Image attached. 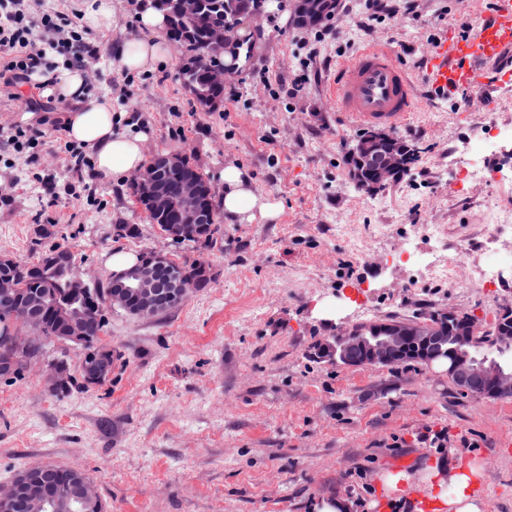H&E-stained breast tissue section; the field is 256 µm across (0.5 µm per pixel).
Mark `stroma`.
<instances>
[{"label":"stroma","instance_id":"stroma-1","mask_svg":"<svg viewBox=\"0 0 512 512\" xmlns=\"http://www.w3.org/2000/svg\"><path fill=\"white\" fill-rule=\"evenodd\" d=\"M112 2L111 30L83 26L77 35L98 49L84 67L86 92L109 95L114 133L128 132L134 115L146 155L190 156L211 184L225 165L238 166L280 213L222 222L206 247L168 242L129 185L90 177L89 160L55 130L67 102L29 101L25 87L18 100L1 99L0 125L22 136L0 145V254L34 262L61 243L76 257L74 275L92 283L108 277L112 251L162 249L178 263L205 262L212 280L156 318L106 308L99 343L124 360L101 385L51 391L50 364H78L76 347L64 343L0 378V487L41 463L83 469L105 512H314L337 497L350 512H389L378 503L379 475L439 456L427 433L444 429L449 448L481 466L486 512H512V398L463 393L421 362L345 366L314 357L319 344L373 321L454 311L485 331L512 308V272L487 291L385 268L421 224L439 227L452 261L468 263L487 244L488 203L512 209V186L462 185L449 172L481 127L512 122V82L478 108L465 94L428 91L417 66L490 0H416L415 15L368 31L359 25L363 0H345L331 36L263 7L241 23L247 64L225 76L212 111L182 84L178 56L148 73L121 69V48L142 36L138 0ZM386 42L417 87L414 111L392 130L416 159L403 179L368 191L345 163L363 127L336 110L330 81L342 61ZM309 69L311 80L290 92ZM46 125L51 143L31 138ZM49 192L58 199L44 215Z\"/></svg>","mask_w":512,"mask_h":512}]
</instances>
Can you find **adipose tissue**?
<instances>
[{"label": "adipose tissue", "mask_w": 512, "mask_h": 512, "mask_svg": "<svg viewBox=\"0 0 512 512\" xmlns=\"http://www.w3.org/2000/svg\"><path fill=\"white\" fill-rule=\"evenodd\" d=\"M137 23L146 31V38L127 43L119 57L122 69L130 74L155 70L170 58L163 38L165 15L144 6L137 14ZM57 88L62 98L75 104L67 115L65 134L71 142L89 152L93 174L101 184H122L130 174L145 166V132L114 134L112 103L106 97H87L83 70L71 68L58 73ZM220 178L224 186L222 207L228 219L249 224L259 217L278 216L279 205L258 194L244 170L228 165ZM481 476L478 464L452 459L445 464L432 463L417 478L404 471H389L382 473L379 480L386 498L394 504L417 483L422 487V504L427 512H485L486 504L477 490Z\"/></svg>", "instance_id": "adipose-tissue-1"}]
</instances>
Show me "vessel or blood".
<instances>
[{
  "label": "vessel or blood",
  "mask_w": 512,
  "mask_h": 512,
  "mask_svg": "<svg viewBox=\"0 0 512 512\" xmlns=\"http://www.w3.org/2000/svg\"><path fill=\"white\" fill-rule=\"evenodd\" d=\"M512 53V0H492L474 8L463 32H448L425 60L426 81L436 91L470 92L492 98L499 81L488 70ZM338 111L367 125L395 127L415 108L408 68L391 44L369 47L336 70Z\"/></svg>",
  "instance_id": "b4317fda"
}]
</instances>
